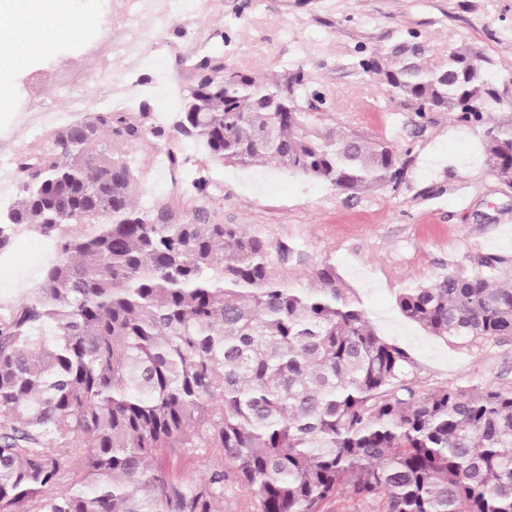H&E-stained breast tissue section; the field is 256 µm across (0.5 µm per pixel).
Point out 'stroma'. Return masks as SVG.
<instances>
[{"instance_id":"obj_1","label":"stroma","mask_w":512,"mask_h":512,"mask_svg":"<svg viewBox=\"0 0 512 512\" xmlns=\"http://www.w3.org/2000/svg\"><path fill=\"white\" fill-rule=\"evenodd\" d=\"M72 8L75 24L49 49L11 67L5 80L2 162L25 151L23 108L33 81L49 77L60 61L81 59L109 2L73 0ZM215 8L212 15L190 8L173 20L146 48L151 65L183 89L194 81L183 64L189 49H219L226 65L258 76L303 62L310 86L326 96L329 127L390 143L404 174L396 186L349 194L272 162L216 167L207 196L194 206L286 247L283 272L296 287H312L316 268L335 266L379 335L406 348L428 384L512 388V342L449 345L396 307L402 288L434 278L448 263L485 253L512 256V185L489 171L482 127L462 125L452 112L418 115L356 65L365 51L388 49L412 32L432 65L446 60L449 46H469L487 59L501 98L490 118L512 113V0H215ZM44 244L23 229L0 253V300L41 283Z\"/></svg>"}]
</instances>
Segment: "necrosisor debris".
I'll list each match as a JSON object with an SVG mask.
<instances>
[{
    "instance_id": "4bbe7bcc",
    "label": "necrosis or debris",
    "mask_w": 512,
    "mask_h": 512,
    "mask_svg": "<svg viewBox=\"0 0 512 512\" xmlns=\"http://www.w3.org/2000/svg\"><path fill=\"white\" fill-rule=\"evenodd\" d=\"M120 30H105L90 42L77 65H67L53 74L57 92L68 106L55 109L45 105L41 88H34L27 106L36 117L57 124L71 113L85 111H133L147 95L165 90V76L142 81L139 72L145 62L144 47L157 41L184 9V0H122Z\"/></svg>"
}]
</instances>
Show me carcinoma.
<instances>
[{"mask_svg":"<svg viewBox=\"0 0 512 512\" xmlns=\"http://www.w3.org/2000/svg\"><path fill=\"white\" fill-rule=\"evenodd\" d=\"M369 52L362 73L430 112L484 126L486 163L512 184V115L485 59L454 46L438 67L411 32ZM207 76L181 99L173 128L152 112H98L58 126L18 160V198L0 223L56 248L39 288L0 303V512H324L333 501L371 512H512V389L426 390L409 352L381 337L336 269L311 288L237 224L187 219L213 165L273 161L355 193L397 184V151L325 126L326 99L303 65L272 77L205 53ZM155 140L174 191L137 204L143 171L126 149ZM508 257L450 263L402 289L409 322L447 342L512 340ZM202 468L174 481L162 452Z\"/></svg>","mask_w":512,"mask_h":512,"instance_id":"carcinoma-1","label":"carcinoma"}]
</instances>
